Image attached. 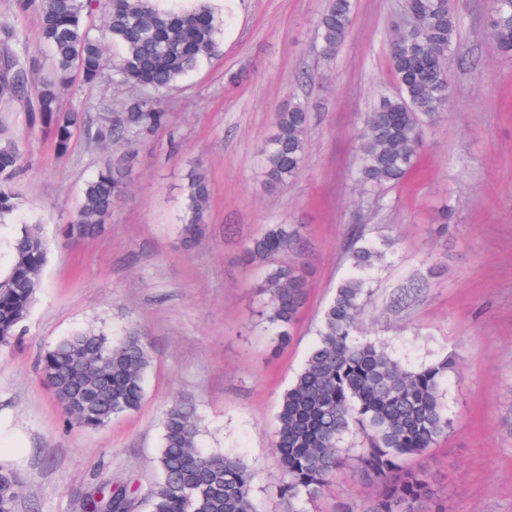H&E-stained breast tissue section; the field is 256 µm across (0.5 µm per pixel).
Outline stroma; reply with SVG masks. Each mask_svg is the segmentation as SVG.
<instances>
[{
	"instance_id": "1",
	"label": "stroma",
	"mask_w": 512,
	"mask_h": 512,
	"mask_svg": "<svg viewBox=\"0 0 512 512\" xmlns=\"http://www.w3.org/2000/svg\"><path fill=\"white\" fill-rule=\"evenodd\" d=\"M352 26L325 57L318 21L328 0H221L227 27L220 52L175 88L161 107L167 127L136 139L129 189L93 238L61 234L85 181L105 152L124 143H89L77 134L66 158L49 138L30 137L27 115L0 102V139L29 141L18 188L23 221H39L51 243L37 301L12 346L0 348V463L19 472L18 512H83L102 479L133 489L130 512H148L158 483L156 456L165 413L192 399L207 449L258 464V512H286L274 486L272 446L280 393L314 339L320 313L345 270L356 229L399 240L364 318L368 337L419 364L454 354L449 389L453 426L429 452L450 512H512V55L486 34L488 0H451L458 33L448 65V106L427 130L404 182L370 194L351 178L352 137L381 98L395 96L389 52L407 0H354ZM130 87L105 81L64 93L91 105L94 122L122 111ZM309 115L304 173L263 188L260 148L276 112ZM210 181L208 230L192 248L179 238L188 173ZM269 224H299L305 250L279 255L302 263L306 304L286 348L245 333L257 297L246 243ZM432 257L436 277L424 276ZM426 279L408 307L391 295ZM148 336L153 359L140 408L96 431L64 423L38 370L40 356L78 330ZM372 488L344 469L314 512L366 508Z\"/></svg>"
}]
</instances>
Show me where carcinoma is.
<instances>
[{
    "mask_svg": "<svg viewBox=\"0 0 512 512\" xmlns=\"http://www.w3.org/2000/svg\"><path fill=\"white\" fill-rule=\"evenodd\" d=\"M18 11L39 16L41 49L50 57L42 67L19 26H0V99L32 101L29 130L50 137L64 158L76 133L97 143L152 135L166 124L157 97L196 71L220 49L224 20L201 0L190 9L162 8L155 0H17ZM493 13L487 34L502 53H512V0H489ZM352 0H329L318 29L322 51L333 57L352 23ZM418 24L390 53L399 93L367 114L358 128L362 186L384 187L405 180L414 168L425 126L446 110L452 74L448 54L457 20L450 0H408ZM97 13L102 25L91 33L85 18ZM115 48L106 57L107 47ZM138 94L129 99L121 123L92 128L85 104L65 108L61 93L76 80L94 84L107 74ZM308 113L293 106L276 115L262 149L265 186L297 178L307 150ZM29 144L0 141V226L15 224L21 206L17 178ZM129 167L106 157L85 182L81 202L66 236H94L111 217L128 188ZM209 184L195 167L185 188L180 240L190 247L207 230ZM303 237L296 224H270L245 248L261 273L257 285L259 326L276 348L291 331L307 297L299 264L273 259L297 248ZM397 242L387 236H356L347 266L323 308L315 340L300 370L282 393L275 415L273 447L281 478L276 492L288 512H309L346 462L344 449L355 438L356 473L374 488L367 512H449L438 490L427 453L452 426L448 386L457 372L452 354L418 366L404 364L389 345L362 336L378 272L390 263ZM13 258L0 271V346L18 336L42 288L49 243L39 222L21 225L12 242ZM152 365L148 338L138 332L120 337L93 329L58 339L40 362L44 382L61 406L65 421L98 430L140 406ZM201 423L193 400L179 398L167 410L156 457L160 482L149 494L148 512H258L256 469L239 455L210 451L200 440ZM24 493L16 468L0 464V512H14ZM130 494L112 482L87 495L88 512H126Z\"/></svg>",
    "mask_w": 512,
    "mask_h": 512,
    "instance_id": "carcinoma-1",
    "label": "carcinoma"
}]
</instances>
